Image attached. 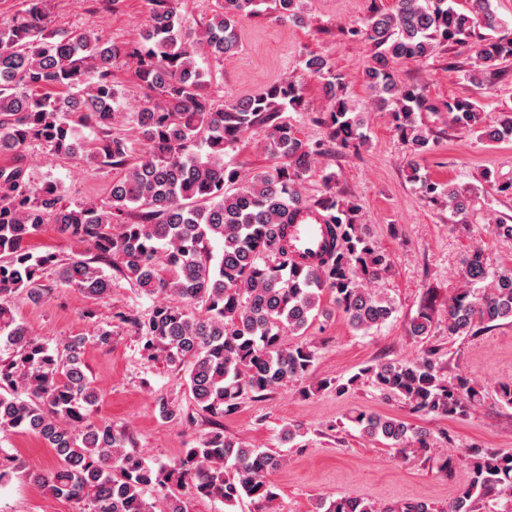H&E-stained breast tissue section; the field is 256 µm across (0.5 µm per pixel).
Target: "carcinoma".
I'll list each match as a JSON object with an SVG mask.
<instances>
[{
  "label": "carcinoma",
  "instance_id": "obj_1",
  "mask_svg": "<svg viewBox=\"0 0 512 512\" xmlns=\"http://www.w3.org/2000/svg\"><path fill=\"white\" fill-rule=\"evenodd\" d=\"M270 1L280 18H297L301 0H212L211 18L187 25L180 0H151L148 24L131 43H107L86 30L60 33L49 27L47 0H28L25 14L0 26V151L22 156L40 144L50 153L86 157L122 170L106 203H71L53 181L32 184L26 168L0 167V433L33 434L57 463L28 477L52 495L74 500L83 512H187L174 489L233 507L245 498L272 502L270 474L285 459L224 435L222 420L247 398H263L312 370L314 354L289 344L319 315L324 293L352 327L368 331L397 312L394 302L367 283L391 267L362 224L361 207L333 190L309 198L305 176L326 153L321 142L298 136L283 117L304 104L305 81L322 84L327 142L342 148L365 140L341 74L322 56L310 55L305 74L289 77L246 97L216 106L199 51L221 62L239 46L242 20L260 14ZM376 10L366 29L354 30L374 46L366 82L379 109L388 112L403 141L411 170L428 203L447 205L467 222L480 189L446 187L420 174L416 160L433 145L421 112H448L450 121L495 144L512 139V115L493 124L468 99L428 103L424 90L401 83L393 64L423 62L450 44L474 61L470 78L492 84L500 64L512 60V37L493 0H394ZM134 65L149 98L126 113L141 135L143 152L134 159L127 141L112 133L123 111L125 92L114 85L119 60ZM96 130L88 140L82 129ZM264 138L276 160L271 170L245 172L224 161L249 132ZM208 151H194L198 144ZM311 208L323 217L329 240L309 270L295 268L288 227ZM51 224L88 248L63 262L51 253L36 256L28 241ZM58 269L61 281L103 301L111 292L110 268L148 296L174 300L156 304L147 321L119 315L140 333L142 349L162 352L199 410L213 425L199 445L170 464L154 466L127 450L129 435L93 418L99 392L79 357L82 339L72 337L52 351L18 322L10 299L19 291L48 295L39 287L45 270ZM463 287L448 298V336H474L489 323L512 320V270L492 273L481 251L461 271ZM204 307L199 316L193 308ZM440 328L423 307L408 332L423 341ZM384 395L399 397L414 414L467 415L480 401L478 384L463 375L447 377L428 355L416 362H381L368 369ZM349 421L377 440L404 452L426 454L428 434L406 420L354 411ZM467 468L471 480L448 507L424 502L381 507L358 497L332 500L325 512H512V453L469 448L442 454L438 469ZM154 493V500L145 498Z\"/></svg>",
  "mask_w": 512,
  "mask_h": 512
}]
</instances>
